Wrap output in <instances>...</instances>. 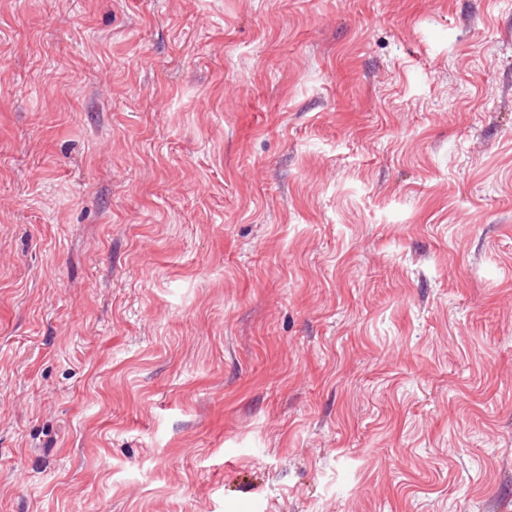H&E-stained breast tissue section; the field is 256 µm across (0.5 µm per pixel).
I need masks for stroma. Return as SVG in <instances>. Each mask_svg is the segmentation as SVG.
Returning <instances> with one entry per match:
<instances>
[{
  "label": "stroma",
  "mask_w": 512,
  "mask_h": 512,
  "mask_svg": "<svg viewBox=\"0 0 512 512\" xmlns=\"http://www.w3.org/2000/svg\"><path fill=\"white\" fill-rule=\"evenodd\" d=\"M0 512H512V0H0Z\"/></svg>",
  "instance_id": "35a3bbf8"
}]
</instances>
